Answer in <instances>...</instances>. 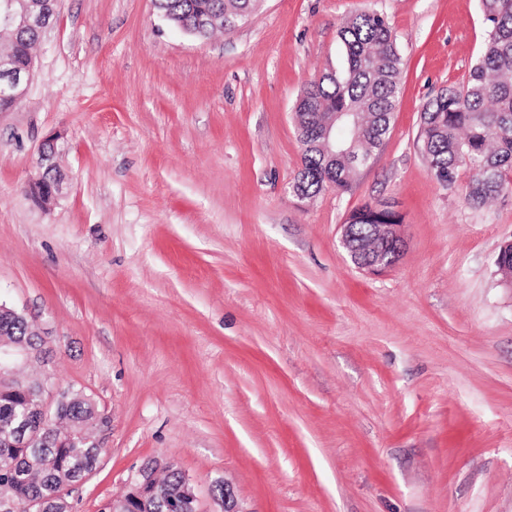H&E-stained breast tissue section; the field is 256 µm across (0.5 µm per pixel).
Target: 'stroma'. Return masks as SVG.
Masks as SVG:
<instances>
[{
  "mask_svg": "<svg viewBox=\"0 0 512 512\" xmlns=\"http://www.w3.org/2000/svg\"><path fill=\"white\" fill-rule=\"evenodd\" d=\"M372 11L403 59L393 128L348 192L299 199L296 100ZM484 40L480 0H259L206 38L154 0H58L0 112V301L110 418L75 512L169 462L202 512L224 484L242 512H512V194L472 207L418 142ZM367 204L402 220L379 276L340 244Z\"/></svg>",
  "mask_w": 512,
  "mask_h": 512,
  "instance_id": "obj_1",
  "label": "stroma"
}]
</instances>
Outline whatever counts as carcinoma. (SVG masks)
<instances>
[{"mask_svg": "<svg viewBox=\"0 0 512 512\" xmlns=\"http://www.w3.org/2000/svg\"><path fill=\"white\" fill-rule=\"evenodd\" d=\"M486 39L464 86L450 85L430 99L421 113L419 140L434 177L444 187L460 174H469L468 202L484 207L499 196L512 193V0H480ZM255 0H155L157 10L172 24L190 21L199 10L216 18L205 35L217 28L234 27L249 15ZM346 50L345 65L310 83L295 106L302 169L293 183L295 196L310 199L328 187L350 189L357 169L353 153L376 158L390 133L402 91V58L396 38L378 11L356 15L339 31ZM38 39L20 32L11 39L16 64L29 63ZM336 121V154L321 146L324 126ZM349 224H398L393 213H374L369 205L354 211ZM21 325L0 326V348L33 345ZM35 365H20L0 374V494L18 504L42 500L65 485L79 483L99 464L96 448H75L69 436H89L99 424V409L85 390L62 389L49 440L36 448H12L4 438L16 439L15 415L28 410V425L41 423L36 405H28L24 389L37 384ZM187 477L176 467L162 468L156 482L161 497L141 504L123 497L119 509L166 512L172 500L187 498Z\"/></svg>", "mask_w": 512, "mask_h": 512, "instance_id": "obj_1", "label": "carcinoma"}]
</instances>
